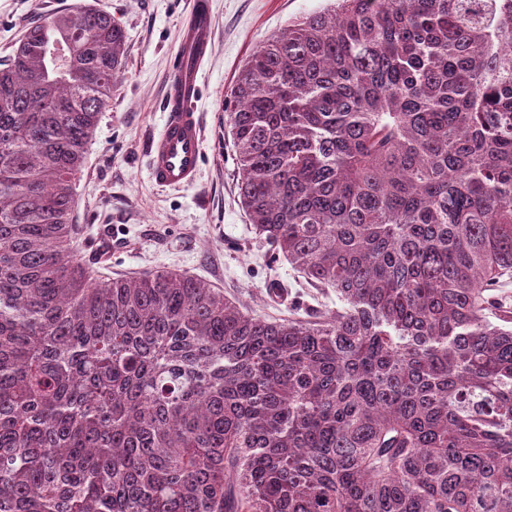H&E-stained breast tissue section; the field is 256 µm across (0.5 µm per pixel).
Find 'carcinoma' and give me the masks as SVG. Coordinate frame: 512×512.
<instances>
[{"mask_svg": "<svg viewBox=\"0 0 512 512\" xmlns=\"http://www.w3.org/2000/svg\"><path fill=\"white\" fill-rule=\"evenodd\" d=\"M54 16L0 65V512H512V0H331L244 60L241 204L340 301L278 319L78 257L125 36Z\"/></svg>", "mask_w": 512, "mask_h": 512, "instance_id": "carcinoma-1", "label": "carcinoma"}]
</instances>
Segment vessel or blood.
<instances>
[{
  "mask_svg": "<svg viewBox=\"0 0 512 512\" xmlns=\"http://www.w3.org/2000/svg\"><path fill=\"white\" fill-rule=\"evenodd\" d=\"M213 36L209 0H192L175 56L164 124L148 147L149 173L158 185L185 188L198 179L204 136L197 101L201 72L210 56Z\"/></svg>",
  "mask_w": 512,
  "mask_h": 512,
  "instance_id": "b4317fda",
  "label": "vessel or blood"
}]
</instances>
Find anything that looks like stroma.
Instances as JSON below:
<instances>
[{
  "mask_svg": "<svg viewBox=\"0 0 512 512\" xmlns=\"http://www.w3.org/2000/svg\"><path fill=\"white\" fill-rule=\"evenodd\" d=\"M75 0H0V61L35 21ZM123 27L126 53L116 88L100 114L76 184L74 246L91 268L114 277L177 270L234 296L253 314L288 316L292 300L335 308V294L303 285L286 261H273L241 207L237 164L224 112L244 59L289 21L327 0H211L212 52L197 108L204 144L197 182L181 189L149 176L147 145L160 132L163 99L191 0H86ZM283 285L270 298L271 283Z\"/></svg>",
  "mask_w": 512,
  "mask_h": 512,
  "instance_id": "35a3bbf8",
  "label": "stroma"
}]
</instances>
